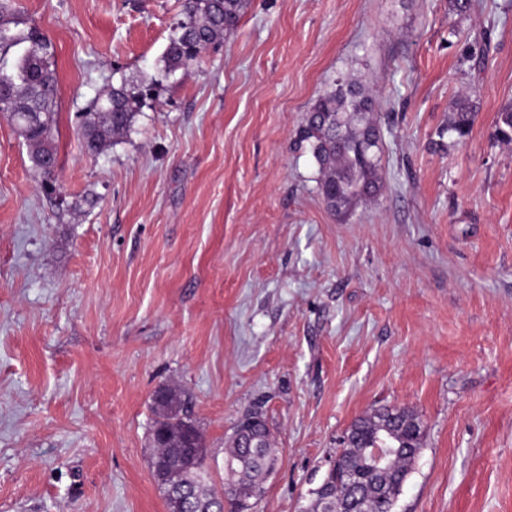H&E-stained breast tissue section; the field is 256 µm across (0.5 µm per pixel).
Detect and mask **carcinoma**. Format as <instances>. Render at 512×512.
<instances>
[{
	"label": "carcinoma",
	"instance_id": "1",
	"mask_svg": "<svg viewBox=\"0 0 512 512\" xmlns=\"http://www.w3.org/2000/svg\"><path fill=\"white\" fill-rule=\"evenodd\" d=\"M244 7L245 0H183L182 19L163 54L166 71L174 72L197 60L224 32L236 27ZM0 90L8 102L0 114L31 148L33 168L44 186L53 188L58 166L54 145L58 97L54 46L36 28L20 27L14 0H0ZM149 91L142 82L124 80L105 96L94 98L79 126L85 152L98 155L127 133ZM374 109L373 99L360 86L339 80L333 90L316 100L300 126V141L308 144L318 165L324 202L339 217L380 191L381 133L370 118ZM477 115V102L471 95H458L448 117V135L458 140L467 138ZM496 137L512 143L511 103L498 112ZM152 411L154 452L150 468L157 479L156 464L169 466L167 480L159 483L169 512H174L175 491L179 492L182 512L204 508L224 512V503L233 505L238 496L261 492L263 475L272 470L276 460L272 443L264 448L250 447L251 439L270 435L263 413H248L257 420V426L249 435L231 440L227 456L237 465L224 469V490L218 493L206 487L204 473L180 460L178 454V445L189 432L196 442L204 443L190 417L187 392L179 386L157 389ZM348 434L346 447L339 451L341 466L328 475L337 489L330 512H392L424 445L421 415L407 407L375 408L354 421ZM376 445L385 452L384 469L378 473L361 469L358 454Z\"/></svg>",
	"mask_w": 512,
	"mask_h": 512
}]
</instances>
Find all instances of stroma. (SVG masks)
<instances>
[{"label":"stroma","instance_id":"obj_1","mask_svg":"<svg viewBox=\"0 0 512 512\" xmlns=\"http://www.w3.org/2000/svg\"><path fill=\"white\" fill-rule=\"evenodd\" d=\"M55 47L56 191L0 116V512H167L151 397L184 388L214 486L260 409L278 465L248 512H301L351 422L418 411L394 512H512V0H247L166 73L181 0H15ZM487 39L466 60L471 35ZM153 94L85 154L79 115ZM376 100L382 188L339 220L297 140L338 79ZM471 92L470 136L449 137ZM477 110V102L469 93L463 92L458 95L448 117V135H454L458 140L467 138L474 127L478 115Z\"/></svg>","mask_w":512,"mask_h":512}]
</instances>
